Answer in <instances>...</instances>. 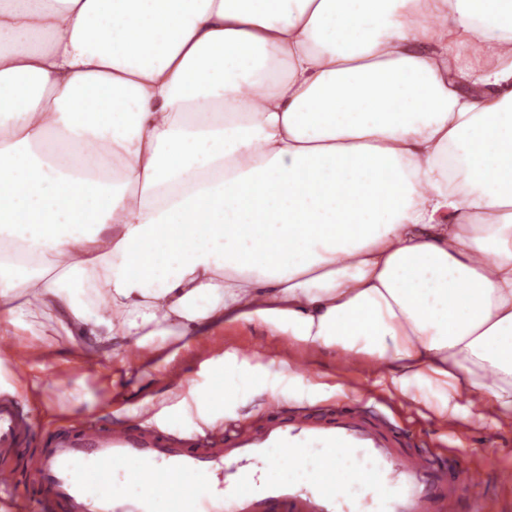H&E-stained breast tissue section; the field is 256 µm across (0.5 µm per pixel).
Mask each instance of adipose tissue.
Segmentation results:
<instances>
[{"instance_id": "ef3b65f1", "label": "adipose tissue", "mask_w": 512, "mask_h": 512, "mask_svg": "<svg viewBox=\"0 0 512 512\" xmlns=\"http://www.w3.org/2000/svg\"><path fill=\"white\" fill-rule=\"evenodd\" d=\"M41 313L512 420V0H0V320Z\"/></svg>"}]
</instances>
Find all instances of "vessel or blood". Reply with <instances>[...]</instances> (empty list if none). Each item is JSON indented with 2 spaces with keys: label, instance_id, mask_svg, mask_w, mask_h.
Wrapping results in <instances>:
<instances>
[{
  "label": "vessel or blood",
  "instance_id": "obj_1",
  "mask_svg": "<svg viewBox=\"0 0 512 512\" xmlns=\"http://www.w3.org/2000/svg\"><path fill=\"white\" fill-rule=\"evenodd\" d=\"M366 400L327 413H288L271 403L260 423L239 421L209 439L157 428L150 414L137 421L89 420L43 439L27 460L31 482L20 488L13 470H0V501L35 512H447L482 473L449 469L435 453L403 449V436L377 419ZM38 431L7 393L0 394V458L9 459ZM133 464L146 483L136 496L88 483L86 474ZM369 488L363 504L348 485Z\"/></svg>",
  "mask_w": 512,
  "mask_h": 512
}]
</instances>
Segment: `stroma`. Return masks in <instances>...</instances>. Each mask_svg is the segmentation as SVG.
Wrapping results in <instances>:
<instances>
[{
    "label": "stroma",
    "mask_w": 512,
    "mask_h": 512,
    "mask_svg": "<svg viewBox=\"0 0 512 512\" xmlns=\"http://www.w3.org/2000/svg\"><path fill=\"white\" fill-rule=\"evenodd\" d=\"M169 347L176 356L158 370L149 362L122 364L114 355L80 361L56 319L37 317L28 332L0 324V391L18 396L46 436L109 413L136 416L140 402L149 396L156 399L157 423L179 433L205 427L196 409L173 392L184 377L206 382L213 364L227 354L249 364V392L212 413L214 423L224 424L259 420L268 405L266 390L278 381L280 370L298 367L304 387L291 391L288 407H328L347 396H367L388 423L410 433L408 451L418 450L426 439L441 449L449 466L466 463L484 471L483 484L471 489L454 512H512V487H500L495 480L499 466H512V421L494 428L474 417L440 420L429 408L389 394L374 365L343 370L339 356L289 343L252 324L217 327L186 348L173 338Z\"/></svg>",
    "instance_id": "stroma-1"
}]
</instances>
